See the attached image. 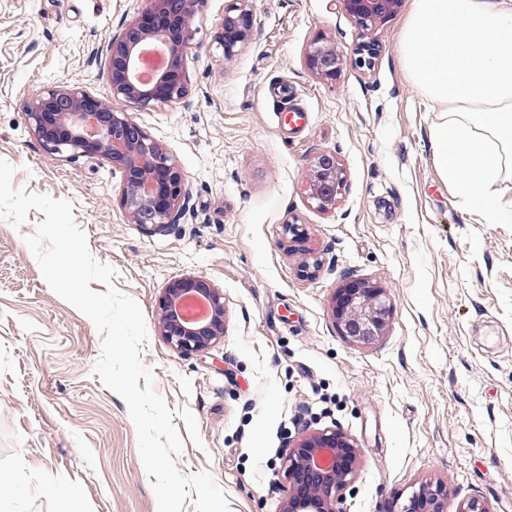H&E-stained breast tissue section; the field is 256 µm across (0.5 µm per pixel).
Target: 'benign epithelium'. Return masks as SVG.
<instances>
[{
	"mask_svg": "<svg viewBox=\"0 0 512 512\" xmlns=\"http://www.w3.org/2000/svg\"><path fill=\"white\" fill-rule=\"evenodd\" d=\"M346 12L363 30L394 14L401 0H341ZM205 0H141L135 16L107 45L106 77L112 98L137 108L176 103L190 94L187 52L198 28L196 20ZM251 0H231L214 31L213 40L232 57L251 39ZM159 43L169 54L168 65L148 85L134 72L140 54ZM307 66L317 77L333 81L342 66L336 46L314 38L306 53ZM24 119L44 150L72 161L102 159L123 174L119 205L134 223L152 232L174 226L188 208L190 191L185 175L167 148L153 140L128 113L74 86H53L27 97ZM308 198L314 208L336 207L345 188L342 164L331 151L310 162L306 176ZM191 294L207 299L210 314L199 321L185 318L180 300ZM331 312L341 336L352 344L372 345L387 335L392 307L387 289L370 281H347L335 292ZM224 294L194 275L168 283L159 300V330L183 353L207 350L224 336ZM361 449L354 437L337 427H298L288 443L285 473L288 496L281 512H342L343 494L356 480ZM448 489L441 483L418 485L398 504L396 512H445ZM456 512H494L484 499L460 501Z\"/></svg>",
	"mask_w": 512,
	"mask_h": 512,
	"instance_id": "obj_1",
	"label": "benign epithelium"
}]
</instances>
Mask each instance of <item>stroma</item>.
I'll list each match as a JSON object with an SVG mask.
<instances>
[{
    "label": "stroma",
    "instance_id": "35a3bbf8",
    "mask_svg": "<svg viewBox=\"0 0 512 512\" xmlns=\"http://www.w3.org/2000/svg\"><path fill=\"white\" fill-rule=\"evenodd\" d=\"M411 2L365 31L339 0H253L251 40L228 58L213 32L229 0H207L190 95L129 111L192 195L180 224L154 234L120 207L119 171L48 154L22 112L49 86L111 100L106 48L139 0H0V158L17 168L14 187L72 203L91 254L140 305L141 361L184 442L176 466L209 473L230 512H280L283 450L303 421L358 442L344 512H393L425 481L447 486L448 512L474 496L512 512V222L486 223L435 162L438 114L399 51ZM319 35L343 58L336 80L306 65ZM364 41L378 48L370 70L358 63ZM281 84L308 110L305 130L277 103ZM327 150L346 188L322 212L305 181ZM44 219H0V474L18 485L17 512H158L128 407L94 372L102 337L24 241ZM292 222L303 240L290 247ZM188 274L223 291L226 324L184 355L159 334L158 300ZM349 278L389 292L391 325L375 345H351L335 326L331 301Z\"/></svg>",
    "mask_w": 512,
    "mask_h": 512
}]
</instances>
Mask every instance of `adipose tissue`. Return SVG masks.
<instances>
[{"label": "adipose tissue", "mask_w": 512, "mask_h": 512, "mask_svg": "<svg viewBox=\"0 0 512 512\" xmlns=\"http://www.w3.org/2000/svg\"><path fill=\"white\" fill-rule=\"evenodd\" d=\"M399 47L439 114L430 140L442 175L487 223L512 220L491 205L512 152V0H412Z\"/></svg>", "instance_id": "1"}]
</instances>
